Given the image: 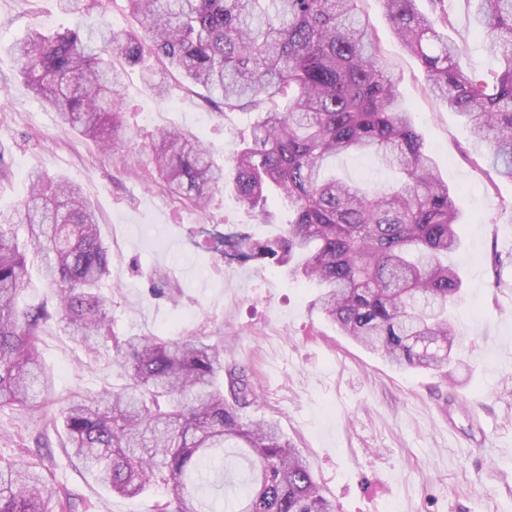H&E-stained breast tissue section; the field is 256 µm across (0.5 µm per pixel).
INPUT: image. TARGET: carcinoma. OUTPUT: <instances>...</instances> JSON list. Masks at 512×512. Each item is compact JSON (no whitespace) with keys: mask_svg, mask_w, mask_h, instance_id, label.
<instances>
[{"mask_svg":"<svg viewBox=\"0 0 512 512\" xmlns=\"http://www.w3.org/2000/svg\"><path fill=\"white\" fill-rule=\"evenodd\" d=\"M393 33L420 62L429 91L489 148V168L512 180V0H473L475 31L498 58L476 71L445 0H382ZM139 30L108 23L13 46L29 87L61 122L102 150L133 139L122 120L125 67L158 96L200 85L224 108L252 115L224 173L183 133L159 131L157 184L204 210L230 179L239 200L264 211L276 189L290 212L272 237H224V256L259 261L318 289L328 322L398 367L448 374L460 332L449 318L462 289L448 254L459 249L460 209L397 96L358 0H126ZM369 153L400 181L368 189L325 175L341 155ZM24 228V237L17 235ZM41 261L52 303L20 304L28 261ZM110 250L73 183L30 175V191L0 210V408L55 401L42 358L56 329L95 361L106 349L116 390L61 409L65 448L120 496L164 487L155 512H203L206 471L242 448L251 480L234 512H336L302 451L270 420L244 421L258 400L246 370L224 368V342L112 335ZM92 504L47 476L36 460L0 463V512H90Z\"/></svg>","mask_w":512,"mask_h":512,"instance_id":"carcinoma-1","label":"carcinoma"}]
</instances>
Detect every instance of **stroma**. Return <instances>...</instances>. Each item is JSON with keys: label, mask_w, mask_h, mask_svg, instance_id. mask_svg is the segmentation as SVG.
I'll list each match as a JSON object with an SVG mask.
<instances>
[{"label": "stroma", "mask_w": 512, "mask_h": 512, "mask_svg": "<svg viewBox=\"0 0 512 512\" xmlns=\"http://www.w3.org/2000/svg\"><path fill=\"white\" fill-rule=\"evenodd\" d=\"M358 7L400 77L397 91L427 154L458 197L462 245L450 261L463 279L454 310L462 341L449 375L393 367L325 320L317 288L285 269L230 262L213 250L212 235L261 239L287 223L279 196L269 197L266 222L231 190L199 211L152 181L149 136L157 128L194 136L228 170L246 114L218 110L197 87L154 95L131 68L122 93L136 139L105 153L36 98L11 45L32 31L50 34L80 22L134 27L123 0H111L106 14L93 9L79 17L62 11L59 0H0V149L9 167L0 177V209L26 197L35 170L79 185L110 248L115 335L223 341L225 362L245 368L260 395L242 418L276 420L338 512H512V181L489 169L486 147L474 145L462 118L428 91L419 61L393 36L382 0H359ZM447 7L448 35L468 65L493 67L473 35L470 0ZM328 170L367 187L394 179L370 155L337 157ZM159 269L168 276L162 284L153 277ZM42 348L57 405L122 383L109 352L88 360L56 332ZM52 415L0 409V461L33 447ZM49 439L55 479L90 500L93 512H154L165 495H114L67 457L57 434Z\"/></svg>", "instance_id": "obj_1"}]
</instances>
